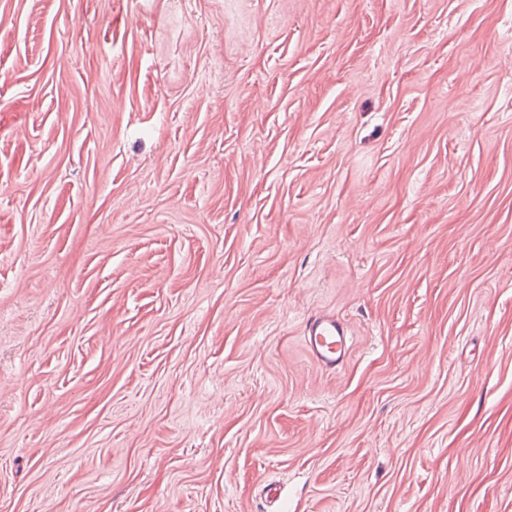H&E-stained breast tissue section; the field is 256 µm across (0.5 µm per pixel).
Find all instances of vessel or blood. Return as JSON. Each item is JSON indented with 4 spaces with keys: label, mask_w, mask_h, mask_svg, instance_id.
<instances>
[{
    "label": "vessel or blood",
    "mask_w": 512,
    "mask_h": 512,
    "mask_svg": "<svg viewBox=\"0 0 512 512\" xmlns=\"http://www.w3.org/2000/svg\"><path fill=\"white\" fill-rule=\"evenodd\" d=\"M310 357L322 368L334 370L346 361L350 345L345 323L328 314L308 317L304 328Z\"/></svg>",
    "instance_id": "1"
}]
</instances>
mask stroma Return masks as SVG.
<instances>
[{"instance_id": "1", "label": "stroma", "mask_w": 512, "mask_h": 512, "mask_svg": "<svg viewBox=\"0 0 512 512\" xmlns=\"http://www.w3.org/2000/svg\"><path fill=\"white\" fill-rule=\"evenodd\" d=\"M0 512H512V0H0ZM304 338L310 357L326 370H336L348 357V329L335 315L309 316L305 322Z\"/></svg>"}]
</instances>
